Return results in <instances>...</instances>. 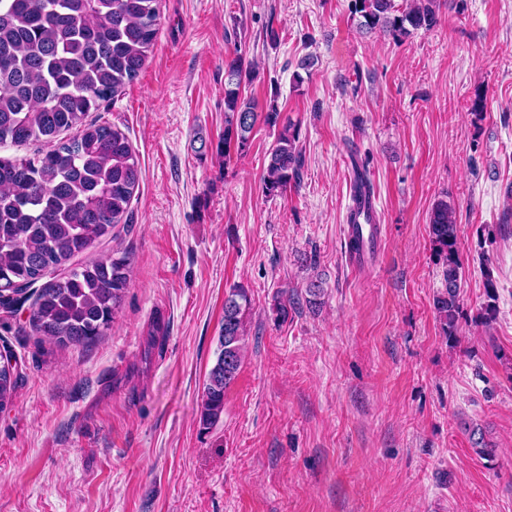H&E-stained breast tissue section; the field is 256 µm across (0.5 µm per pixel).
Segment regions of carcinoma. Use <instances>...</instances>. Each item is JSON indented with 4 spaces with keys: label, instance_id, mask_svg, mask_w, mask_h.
Segmentation results:
<instances>
[{
    "label": "carcinoma",
    "instance_id": "obj_1",
    "mask_svg": "<svg viewBox=\"0 0 512 512\" xmlns=\"http://www.w3.org/2000/svg\"><path fill=\"white\" fill-rule=\"evenodd\" d=\"M159 0H0V144H49L30 157L0 160V309L30 302L35 335L60 346L93 342L110 327L129 284L127 257L78 262L95 241L112 237L127 223L139 185L135 151L120 130L88 113L118 96L144 68L158 31ZM440 0H351L360 29L383 31L396 41L439 23ZM242 58L224 65V139L218 153L229 160L250 146L258 121L278 124L270 103L264 112L243 96ZM76 130L66 140L63 132ZM302 155L286 125L276 139L263 175V190L276 197L299 178ZM371 183L357 171L356 205H370ZM429 236L441 261L442 292L434 309L442 332L454 336L460 315L462 264L457 224L445 199L433 206ZM486 302L481 320L497 318L492 270L484 269ZM40 287L35 284L43 278ZM248 291L229 289L224 298L220 351L209 371L200 420L212 426L224 413V391L243 359ZM20 373L0 368V412L13 403ZM466 431L483 456L492 444L478 426Z\"/></svg>",
    "mask_w": 512,
    "mask_h": 512
}]
</instances>
